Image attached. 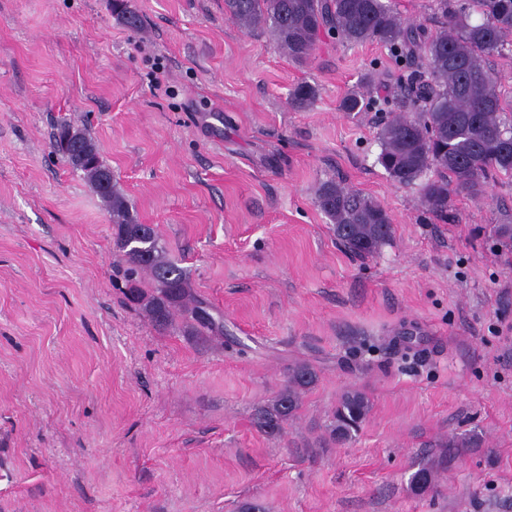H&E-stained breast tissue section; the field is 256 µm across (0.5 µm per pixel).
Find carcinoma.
<instances>
[{
    "instance_id": "1",
    "label": "carcinoma",
    "mask_w": 512,
    "mask_h": 512,
    "mask_svg": "<svg viewBox=\"0 0 512 512\" xmlns=\"http://www.w3.org/2000/svg\"><path fill=\"white\" fill-rule=\"evenodd\" d=\"M437 27L409 25L391 0H224V13L240 29L263 25L277 48L289 58H310L323 32L350 45L376 43L406 61L399 78L410 112L393 116L379 132L378 163L403 186L420 185L427 209L443 217L451 197L465 192L478 198L498 179L512 180V150L501 133L512 134V94L503 90L506 76L491 69L489 59L512 56V0H435ZM112 11L135 27L137 12L128 0H112ZM318 88L297 85L290 94L299 107L312 104ZM351 115L372 102L360 93L341 104ZM56 151L81 173L112 214L115 245L128 265L127 277L147 274L149 291L132 284L128 299L157 328L182 318L187 336L224 335V323L192 292L187 271L172 260L156 229L141 224L112 181L91 137L69 123L57 126ZM320 210L333 224L336 240L365 260L392 240L391 216L380 203L333 180L316 192ZM316 381L307 365L296 366L287 385L256 422L268 436H279L301 404L302 393ZM370 411L360 390L345 392L334 414L331 433L337 442L353 438Z\"/></svg>"
}]
</instances>
